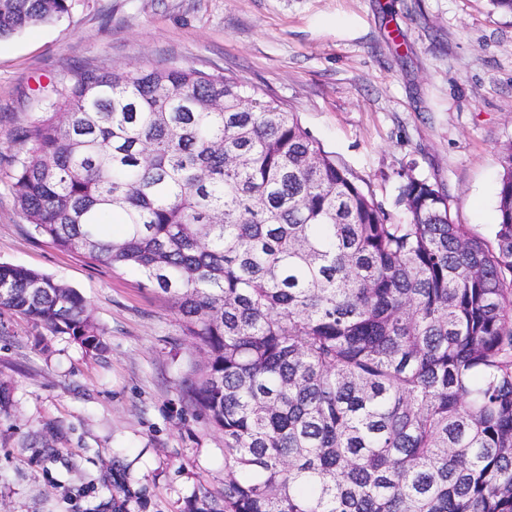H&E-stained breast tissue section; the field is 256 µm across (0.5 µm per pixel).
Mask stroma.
I'll return each instance as SVG.
<instances>
[{
    "label": "stroma",
    "mask_w": 512,
    "mask_h": 512,
    "mask_svg": "<svg viewBox=\"0 0 512 512\" xmlns=\"http://www.w3.org/2000/svg\"><path fill=\"white\" fill-rule=\"evenodd\" d=\"M145 62L221 72L279 100L394 218L409 170L447 193L456 223L494 237L512 16L489 0H73L0 41V262L80 291L108 349L0 315V512H112L117 465L132 512H185L194 493L224 491V436L185 396L203 353L169 299L34 235L15 198L14 133L70 69Z\"/></svg>",
    "instance_id": "obj_1"
}]
</instances>
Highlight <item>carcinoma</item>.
<instances>
[{"instance_id": "1", "label": "carcinoma", "mask_w": 512, "mask_h": 512, "mask_svg": "<svg viewBox=\"0 0 512 512\" xmlns=\"http://www.w3.org/2000/svg\"><path fill=\"white\" fill-rule=\"evenodd\" d=\"M71 6L0 0V40ZM13 141L34 233L138 272L204 351L186 395L224 434V496L186 512H512V143L491 244L410 172L394 219L220 72L80 64ZM5 312L107 348L39 271L0 263Z\"/></svg>"}]
</instances>
